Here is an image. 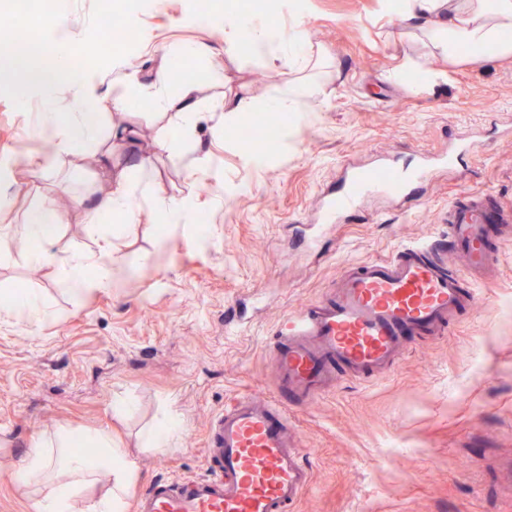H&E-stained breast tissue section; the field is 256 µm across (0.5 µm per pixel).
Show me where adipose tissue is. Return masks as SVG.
<instances>
[{
  "label": "adipose tissue",
  "mask_w": 512,
  "mask_h": 512,
  "mask_svg": "<svg viewBox=\"0 0 512 512\" xmlns=\"http://www.w3.org/2000/svg\"><path fill=\"white\" fill-rule=\"evenodd\" d=\"M397 15L405 22L425 23L434 47L450 58L463 57L472 50L481 51L488 58L512 54V0H398ZM69 46L67 38H60L55 61L47 67L41 65L35 51L0 59V77H17L26 87L52 95L69 74ZM155 83L160 87L178 84V94L169 98L166 105L177 110L185 130H192L194 76L186 71L163 70L157 73ZM70 88L75 98L86 104V111L43 112L38 118L39 135L65 151L96 142L100 108L109 104L119 109L125 105L121 94L107 101L83 83L71 82ZM117 183V190L102 196L89 213L90 226H97L111 214H131L135 184L124 171L119 172ZM61 221V215L50 203L27 214L22 239L28 262L54 267L66 289L77 296L114 287L116 244L103 239L97 251L90 254L57 250L56 232ZM81 444L96 448V455L79 453L77 447ZM103 477L109 483L106 492L89 496V489ZM13 479L21 487L33 488L32 512H125L137 470L127 452L113 446L111 430L63 428L38 437Z\"/></svg>",
  "instance_id": "ef3b65f1"
}]
</instances>
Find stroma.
<instances>
[{"instance_id":"35a3bbf8","label":"stroma","mask_w":512,"mask_h":512,"mask_svg":"<svg viewBox=\"0 0 512 512\" xmlns=\"http://www.w3.org/2000/svg\"><path fill=\"white\" fill-rule=\"evenodd\" d=\"M200 2L196 15L191 0H145L132 16L139 43L100 54L101 0H52L31 24L0 29V41L27 49L30 33L51 44L67 29L85 63L72 78L105 98L124 85L133 91L122 111L103 110L96 148L41 174L33 113L77 112L81 103L64 84L45 102L0 83V307L25 288L46 312L33 326L0 316V512H31L12 473L42 431L111 428L138 468V493L202 475L210 421L225 402L273 395L269 346L289 313L320 298L345 264L447 233L444 213L460 193L512 203V138L499 134L512 119V55L449 59L382 0H304L299 11L282 0L269 12L254 0ZM245 14L283 32L300 28L309 66L227 51ZM185 43L206 51L173 58ZM169 67L208 74L189 136L174 111L138 95ZM301 77L316 81L315 97L289 113L287 132L265 137L260 161L246 162L225 101L247 95L262 113ZM117 121L136 130L148 164L133 215L92 231L87 211L139 157L113 139ZM460 136L488 147L440 169L411 198L368 200L345 223L319 229L312 246H293L295 225L311 223L347 167L380 152L442 153ZM101 150L111 163L99 161ZM182 198L206 215L207 233L193 237L182 224L157 243L145 227L156 223L158 201ZM46 200L66 214L58 248L120 242L121 287L76 296L53 268L26 260L24 214ZM474 286L481 303L442 335L409 337L391 373L340 377L295 412L312 467L296 512H512V242L496 275ZM169 414L180 421L171 447H147Z\"/></svg>"}]
</instances>
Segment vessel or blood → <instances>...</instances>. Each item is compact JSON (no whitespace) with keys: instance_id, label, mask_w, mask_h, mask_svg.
<instances>
[{"instance_id":"1","label":"vessel or blood","mask_w":512,"mask_h":512,"mask_svg":"<svg viewBox=\"0 0 512 512\" xmlns=\"http://www.w3.org/2000/svg\"><path fill=\"white\" fill-rule=\"evenodd\" d=\"M452 156L412 151L408 163L381 159L352 169L320 208L324 224L340 223L368 197H408ZM448 232L403 245L392 257L344 267L318 300L291 314L270 345L276 396H240L212 421L207 473L160 480L139 494L134 512H294L312 475L288 407L323 394L337 374L369 380L388 374L410 334L446 332L477 293L448 268L449 246H459L477 276L497 269L486 245L488 227L512 222V207L492 194H462L448 204Z\"/></svg>"}]
</instances>
